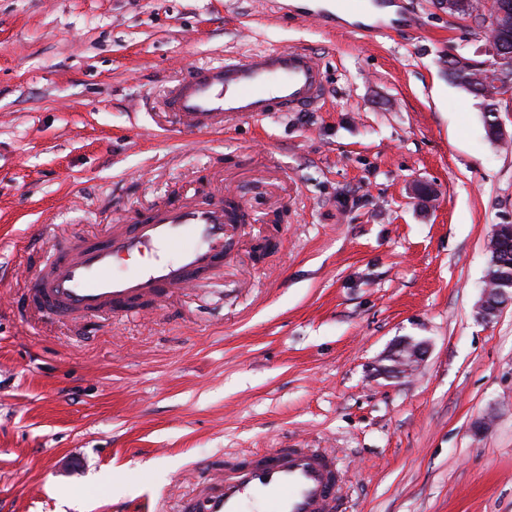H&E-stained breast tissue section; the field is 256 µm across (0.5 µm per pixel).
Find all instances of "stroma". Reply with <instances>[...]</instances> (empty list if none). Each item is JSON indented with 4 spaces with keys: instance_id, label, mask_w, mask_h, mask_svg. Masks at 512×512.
Listing matches in <instances>:
<instances>
[{
    "instance_id": "obj_1",
    "label": "stroma",
    "mask_w": 512,
    "mask_h": 512,
    "mask_svg": "<svg viewBox=\"0 0 512 512\" xmlns=\"http://www.w3.org/2000/svg\"><path fill=\"white\" fill-rule=\"evenodd\" d=\"M412 2L367 40L273 0H0V512H174L202 469L284 446L335 452L338 512H512V304L475 315L512 144L448 81L480 28ZM290 45L318 109L176 132L189 65ZM225 187L250 218L211 279L147 316H16L17 242L39 265L51 234ZM404 339L424 363L381 373Z\"/></svg>"
}]
</instances>
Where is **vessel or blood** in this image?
Returning a JSON list of instances; mask_svg holds the SVG:
<instances>
[{"label": "vessel or blood", "mask_w": 512, "mask_h": 512, "mask_svg": "<svg viewBox=\"0 0 512 512\" xmlns=\"http://www.w3.org/2000/svg\"><path fill=\"white\" fill-rule=\"evenodd\" d=\"M328 92L325 72L306 47L258 50L193 66L171 88L166 105L183 130L221 132L247 116L299 112ZM238 204L223 195L206 202H159L113 219L105 235L58 238L51 262L39 267L26 305L81 320L109 311H142L220 269L232 245ZM138 258L134 272L120 260ZM339 475L317 448H271L201 479L177 512H333Z\"/></svg>", "instance_id": "vessel-or-blood-1"}]
</instances>
